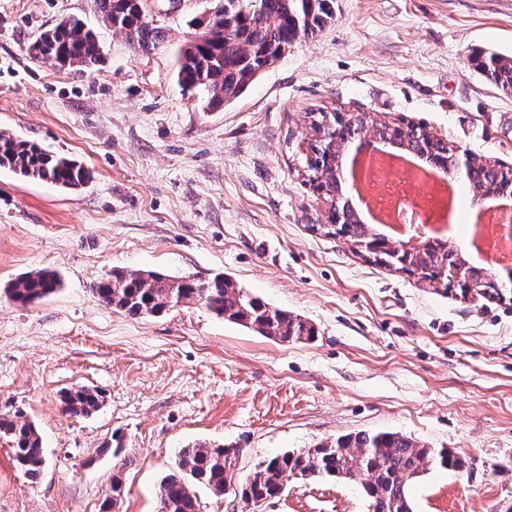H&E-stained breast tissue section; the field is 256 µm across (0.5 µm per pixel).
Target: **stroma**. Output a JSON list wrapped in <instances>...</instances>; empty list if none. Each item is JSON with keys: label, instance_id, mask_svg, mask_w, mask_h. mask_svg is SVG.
Listing matches in <instances>:
<instances>
[{"label": "stroma", "instance_id": "1", "mask_svg": "<svg viewBox=\"0 0 512 512\" xmlns=\"http://www.w3.org/2000/svg\"><path fill=\"white\" fill-rule=\"evenodd\" d=\"M166 32L131 49L95 0H0V132L77 160L65 190L0 169V415L33 422L46 466L29 482L0 437V512H100L123 438L119 512H158L178 449L239 445L261 459L360 431L399 432L466 459L427 468L415 512H512V281L461 296L369 262L326 233L330 199L310 182L312 113L413 125L454 154L512 170V92L473 60L512 54V0H336L247 92L211 111L177 81V51L214 0H144ZM103 47L93 73L31 59L62 17ZM47 269L60 281L23 306L5 289ZM115 270L199 280L223 273L316 336L283 343L185 301L130 318L91 287ZM101 391L86 417L73 386ZM202 512H369L359 483L289 478L257 505L198 489ZM102 398L98 390L79 386L64 394L63 403L69 414L89 416L98 410Z\"/></svg>", "mask_w": 512, "mask_h": 512}]
</instances>
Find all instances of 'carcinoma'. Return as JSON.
<instances>
[{"mask_svg": "<svg viewBox=\"0 0 512 512\" xmlns=\"http://www.w3.org/2000/svg\"><path fill=\"white\" fill-rule=\"evenodd\" d=\"M333 0H234L228 8L218 7L207 26L219 29L213 39L196 33L180 47L177 78L180 84L198 89L206 107L217 110L242 96L258 75L281 57V49L301 38L314 37L333 20ZM103 18L124 34L137 52H148L163 40L162 28L150 23L143 0H96ZM32 48L41 56H53L58 66L91 73L101 63L102 50L95 31L76 18L63 20L45 30ZM483 77L495 87L512 89V55L493 54L480 64ZM318 144L310 163L316 188L335 196L338 188L324 176L340 153L343 141L336 128H318ZM0 168H8L27 178L48 180L75 189L89 177L73 159L54 155L38 144L0 133ZM342 231L354 243H367L375 263L401 267L396 248L387 235L367 233L363 224H346ZM454 264L468 271L472 264L447 242L424 241L421 253L411 264L419 277L435 281L440 266ZM60 282L49 270L31 271L14 279L6 289L21 304L34 303L54 293ZM92 292L98 300L131 318L160 314L184 300H193L216 316L280 342H298L314 337V330L298 315L275 309L252 296L245 288L222 274L200 281L191 276L174 278L154 270H115L97 280ZM102 394L79 386L67 391L63 403L72 415L96 412ZM0 437L11 447L13 461L27 480L41 477L45 457L42 438L32 423L0 417ZM241 448L233 444H195L181 448L174 466L159 482L160 512H201L195 493L204 487L216 496L226 494L232 481L231 468ZM115 459L112 496L104 499L100 512H114L122 501V470L130 464L121 439L101 448ZM429 463L444 470H461L465 461L448 448H430L398 432H359L337 437L314 448L264 458L237 483L234 494L254 502L279 496L284 479L324 474L349 481L360 472L367 479L364 492L371 512H414L409 486L420 468Z\"/></svg>", "mask_w": 512, "mask_h": 512, "instance_id": "carcinoma-1", "label": "carcinoma"}]
</instances>
